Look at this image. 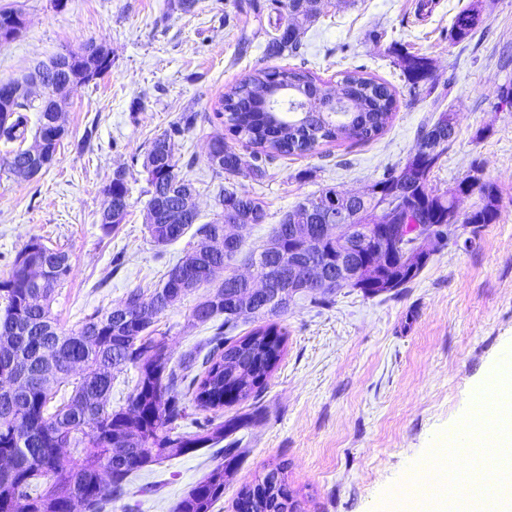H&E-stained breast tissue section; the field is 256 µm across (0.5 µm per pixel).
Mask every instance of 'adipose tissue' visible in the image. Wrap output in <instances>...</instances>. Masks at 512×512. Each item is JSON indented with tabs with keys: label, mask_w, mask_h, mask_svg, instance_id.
Returning a JSON list of instances; mask_svg holds the SVG:
<instances>
[{
	"label": "adipose tissue",
	"mask_w": 512,
	"mask_h": 512,
	"mask_svg": "<svg viewBox=\"0 0 512 512\" xmlns=\"http://www.w3.org/2000/svg\"><path fill=\"white\" fill-rule=\"evenodd\" d=\"M490 379L504 396L503 404L494 409L466 416L462 423L448 436L441 438L437 448L431 449L418 472V482L432 489V496L420 501V512L435 508L443 512V496L448 487L464 478L468 473V458L462 441L492 449L501 458L507 459L506 467L500 468L491 477L478 479L479 491L475 500L481 512H512V365H497Z\"/></svg>",
	"instance_id": "adipose-tissue-1"
}]
</instances>
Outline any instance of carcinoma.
<instances>
[{"label": "carcinoma", "instance_id": "obj_1", "mask_svg": "<svg viewBox=\"0 0 512 512\" xmlns=\"http://www.w3.org/2000/svg\"><path fill=\"white\" fill-rule=\"evenodd\" d=\"M279 17L274 32L268 33L264 56H294L300 41L297 18L310 23L315 18L311 0H272ZM481 21L475 6L460 12L448 30V39L458 42ZM393 63L404 76L414 98L433 97V103L444 100L450 89L439 84L429 58L410 52L401 44L388 47ZM111 52H103L94 44L80 51L65 50L50 63L36 71L46 76L50 89H59L72 74L75 80L89 82L112 67ZM288 89L293 100L288 108L303 111L304 92L313 88L323 103L331 98H347L354 104L351 112L337 116H298L285 121L272 111L267 94ZM32 101L26 98L11 103V112L0 118V141L9 144L25 142ZM397 110L395 91L386 82L369 76L360 67L342 72L336 83L323 81L299 67L257 69L231 87L219 103L218 114L224 117L228 131L255 148L252 163L216 136L212 143L219 159L211 162L213 170L227 177L239 175L261 180L266 174L265 160L276 155H306L322 144L339 140L368 142L381 134ZM183 128L172 126L155 137L145 152L143 169L147 174L151 198L148 209L174 207L193 183L175 172L174 137ZM456 136V123L447 111L422 123L413 152L402 165L386 170L374 181L371 191L353 202L352 212H361L353 224L376 223V211L384 203L401 212L403 203L415 205L420 222L408 218L403 234L405 240L382 239L362 234L364 242L350 255L352 271L362 265V254H371L386 246L387 265L382 277L392 281L388 288L364 285V279L344 277L316 289L312 303H326L342 288H357L366 296L399 292L407 287L427 265L430 255H411L416 231H429L439 242L448 241V209L453 202L448 193L438 192L431 185V175ZM104 191L111 196L112 207L102 212L100 224L104 231L115 230L126 218L129 188L126 171L114 172ZM479 204L465 214L459 226L494 224L500 216L497 187L484 181L477 189ZM338 195L332 188L320 191L298 203L282 216L266 244L248 257L257 275L278 281L281 270L298 265L309 256L304 241L293 227L299 224H325L331 234L320 244L315 257L319 263L336 273V228L333 212L320 207L330 196ZM220 217L199 225L194 233L197 244L166 274L150 294L140 288L128 291L112 308L90 317L73 330H63L52 314L55 288L69 275V255L51 249L32 237L17 254L12 270L0 279V297L6 301L0 316V367L22 358L27 376L11 395L0 393V512H102L104 505L126 494L129 477L154 464L185 455L199 448H213L229 435L246 427L257 418L258 410L214 423L196 424L193 432L181 429L188 417V408L219 410L242 403L263 387L281 360L285 332L276 318L287 308L276 304L258 308L243 300L233 302L237 274L233 265L243 250V242L226 251L210 247L224 224L238 218L244 224L264 223L267 212L264 202L241 194L233 188L219 191ZM198 213L182 224L147 225L153 243L165 246L179 240L196 223ZM42 260L45 279L43 289L31 287L29 261ZM219 270L226 271L224 282L216 292L199 298L191 310L193 323H206L224 317L223 331L209 342L202 359L201 374L193 377L186 388L170 367L165 352V337L154 335L153 318L184 301L201 284L212 279ZM255 324L246 335L235 338L232 333L239 323ZM51 355L55 368L42 366L45 355ZM81 362L82 371L74 373L71 364ZM137 370V382L127 405L112 409V370L121 366ZM62 384L72 385L70 397L51 406ZM61 448H69L62 455ZM235 443L224 446L223 456L204 477L175 505L174 512H212L224 497V474L234 460ZM235 512H296V503L288 494L286 465H270L257 481L244 487L234 504Z\"/></svg>", "mask_w": 512, "mask_h": 512}]
</instances>
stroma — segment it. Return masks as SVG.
I'll list each match as a JSON object with an SVG mask.
<instances>
[{
    "label": "stroma",
    "instance_id": "stroma-1",
    "mask_svg": "<svg viewBox=\"0 0 512 512\" xmlns=\"http://www.w3.org/2000/svg\"><path fill=\"white\" fill-rule=\"evenodd\" d=\"M473 0H318L317 20L300 33V55L263 56L270 0H0L26 24L0 46V82L21 80L64 49L105 45L112 68L75 86L63 113L67 134L52 163L28 181L4 166L0 142V279L9 276L30 237L68 253L71 272L55 291L52 311L63 329L111 308L127 291H152L193 242L185 234L159 246L146 229L150 198L142 167L150 141L194 115L174 140L177 172L196 189L199 223L221 207L208 151L223 134L250 159L253 149L227 134L216 115L221 96L254 70L306 65L325 81L365 66L391 84L398 109L383 134L367 143L323 144L304 156H277L256 181L233 188L260 198L264 223L242 230L245 250L268 240L282 215L327 188L363 192L390 166L404 164L429 104L410 97L387 49L401 42L432 62L450 85L444 102L456 136L431 179L438 192L480 167L497 185L501 216L468 243L436 247L418 277L400 292L364 296L344 288L332 302L303 294L278 319L284 354L256 398L194 420L220 422L255 408L262 418L238 432L240 453L213 512H233L239 491L271 464L286 463L297 512H399L396 491L418 471L430 448L475 402L493 398L487 375L512 349V107L500 87L512 84V0H483L482 21L462 42L448 30ZM384 32L381 42L373 30ZM130 188L123 224L105 234L103 188L117 169ZM216 275L194 296L157 315L173 367L206 347L219 319L192 324L197 297L223 282ZM215 448L151 466L131 477L123 499L104 512H173L176 503L219 460Z\"/></svg>",
    "mask_w": 512,
    "mask_h": 512
}]
</instances>
